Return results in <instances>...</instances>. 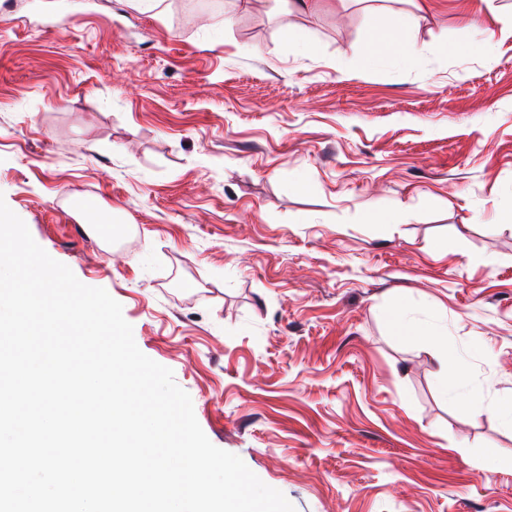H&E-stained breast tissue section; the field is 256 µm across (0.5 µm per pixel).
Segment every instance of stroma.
Here are the masks:
<instances>
[{"label":"stroma","instance_id":"1","mask_svg":"<svg viewBox=\"0 0 512 512\" xmlns=\"http://www.w3.org/2000/svg\"><path fill=\"white\" fill-rule=\"evenodd\" d=\"M188 2L0 14V196L296 512H512V469L476 466L512 457L494 412L512 398V38L465 52L473 0H430L415 63L368 70L370 31L404 0ZM66 195L119 233L91 234ZM395 206L408 223H366ZM398 294L447 324L484 410L446 398L428 345L394 335Z\"/></svg>","mask_w":512,"mask_h":512}]
</instances>
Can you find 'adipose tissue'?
<instances>
[{
	"label": "adipose tissue",
	"instance_id": "ef3b65f1",
	"mask_svg": "<svg viewBox=\"0 0 512 512\" xmlns=\"http://www.w3.org/2000/svg\"><path fill=\"white\" fill-rule=\"evenodd\" d=\"M418 21L419 16L414 11L393 14L388 26L375 29L371 33L369 44L360 55L361 63L367 67L387 59L412 63L415 54L408 40V33L417 27ZM409 303L408 297L399 296L390 312V323L397 335L410 336L428 343L436 363V373L440 379L450 380L455 402L470 411L482 410L484 399L481 392L467 388L462 383L464 370L460 369L453 373L448 370L447 326L416 323L410 316Z\"/></svg>",
	"mask_w": 512,
	"mask_h": 512
}]
</instances>
